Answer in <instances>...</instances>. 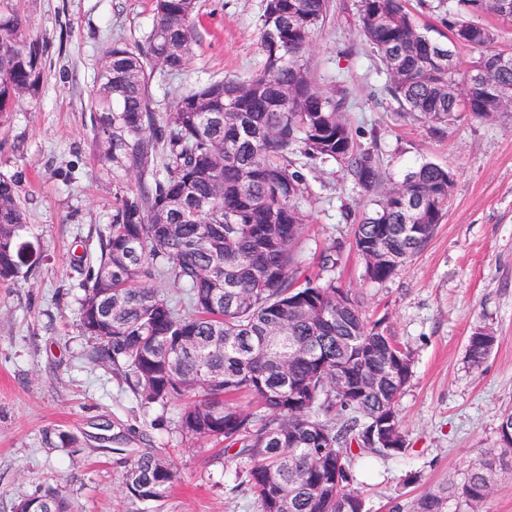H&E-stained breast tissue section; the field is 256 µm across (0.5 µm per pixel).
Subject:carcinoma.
I'll list each match as a JSON object with an SVG mask.
<instances>
[{
    "mask_svg": "<svg viewBox=\"0 0 512 512\" xmlns=\"http://www.w3.org/2000/svg\"><path fill=\"white\" fill-rule=\"evenodd\" d=\"M196 8L197 0H156L146 47L117 43L102 60L92 142L112 179L139 181L120 197L79 284L80 325L93 340L87 360L112 365L145 404L184 401L177 432L224 441L257 512H360L358 459L408 447L397 403L413 375L399 357L412 354L399 350L383 321L367 320L359 293L298 276V157L335 161L363 193L353 240L374 283L424 247L447 210L454 174L424 162L398 188H385L378 155L357 144L342 114L346 96L317 88L305 58L330 0H265L264 69L180 95L158 124L151 82L189 64ZM504 9L512 13V0H457L441 18L447 45L419 32L409 0H361L359 26L388 75L395 111L424 117L436 135L466 116L494 120L501 104L487 89L512 98V52L498 47L499 35L483 37L472 16ZM26 30L21 15L0 8V114L43 83L42 52ZM450 45L472 53L462 81L448 70ZM503 55L508 65H493ZM24 224L16 181L0 173L3 282L26 266ZM167 283L183 290V302L165 296ZM494 340L489 329H474L471 367L482 366ZM338 364L346 365L343 391ZM373 372L384 375L378 390L357 394ZM241 394L259 409L238 405ZM385 430L396 434L391 448L379 444ZM126 463L125 492L140 501L162 500L176 480L152 450ZM498 469H512V446L486 452L462 483L425 494L414 512H448L451 499L457 512H478ZM35 500L43 512H74L55 488Z\"/></svg>",
    "mask_w": 512,
    "mask_h": 512,
    "instance_id": "1",
    "label": "carcinoma"
}]
</instances>
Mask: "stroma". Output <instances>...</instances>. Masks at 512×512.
<instances>
[{
    "instance_id": "obj_1",
    "label": "stroma",
    "mask_w": 512,
    "mask_h": 512,
    "mask_svg": "<svg viewBox=\"0 0 512 512\" xmlns=\"http://www.w3.org/2000/svg\"><path fill=\"white\" fill-rule=\"evenodd\" d=\"M43 53L36 98L0 117V172L11 175L25 211L24 241L36 258L0 282V512L62 490L76 512H256L236 481L223 442L184 440L180 405L142 404L109 365L86 358L79 325L80 282L99 252L117 199L135 180L113 182L91 144L90 105L104 52L113 42L146 45L153 0H9ZM264 0H198L194 53L175 76H155L154 109L207 83L245 78L264 65L259 17ZM357 0H333L332 16L306 58L318 87L347 92L357 143L374 149L391 182L431 161L454 173L448 209L433 235L387 281L370 282L352 245L351 212L362 193L332 161L305 166L298 205L306 217L301 273L316 276L335 248L334 274L364 298L370 320L385 319L413 354V376L398 403L407 450L371 458L367 512H391L440 486L461 482L484 452L499 448L512 407V112L492 122L465 118L435 136L420 117H403L386 76L362 39ZM495 343L471 368L475 326ZM151 448L177 479L158 502L122 489L123 450Z\"/></svg>"
}]
</instances>
